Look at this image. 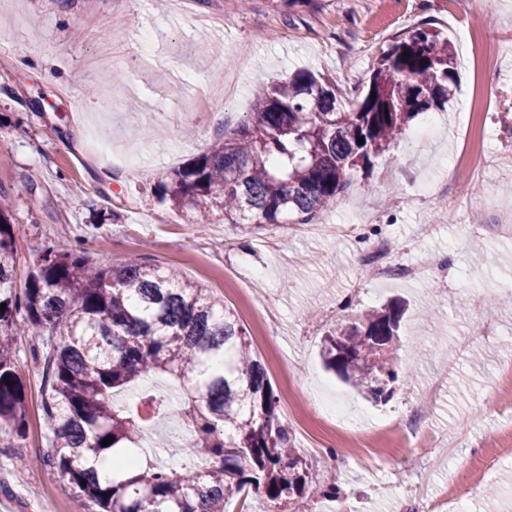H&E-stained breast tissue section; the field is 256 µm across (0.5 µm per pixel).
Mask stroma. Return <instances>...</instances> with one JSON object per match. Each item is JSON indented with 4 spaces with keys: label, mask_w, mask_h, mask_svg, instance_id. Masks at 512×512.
Instances as JSON below:
<instances>
[{
    "label": "stroma",
    "mask_w": 512,
    "mask_h": 512,
    "mask_svg": "<svg viewBox=\"0 0 512 512\" xmlns=\"http://www.w3.org/2000/svg\"><path fill=\"white\" fill-rule=\"evenodd\" d=\"M22 19L0 41V194L17 225V285L45 246L96 261H142L175 269L252 308L236 276L261 274L275 320L247 325L279 398L301 403L285 425L315 463L308 512H512V234L500 224L512 207V53L482 60L460 38L470 11L502 38L512 0H0ZM447 33L458 88L425 145L412 133L373 161L318 212L317 232L301 224L174 223L154 186L246 121L256 85L309 69L333 79L344 102L366 85L379 51L421 23ZM152 30L150 53L141 34ZM82 38H75V31ZM122 57L111 72L92 65L102 46ZM222 120H215V113ZM149 131L131 136L132 123ZM489 139L474 168L447 167L468 126ZM37 188H29V177ZM431 186L416 190L417 181ZM395 245L394 264L421 254L442 259L424 281L382 277L361 257L375 237ZM312 264L294 279L286 270ZM392 299L405 303L389 401L375 403L322 366L321 340L335 321H353ZM42 343L19 337L17 363L27 397V433L0 429V512H85L67 479L46 465L54 445L42 414ZM336 449L327 457L328 449ZM484 488L472 496L464 488ZM338 488V499L320 496ZM460 503H444L447 488Z\"/></svg>",
    "instance_id": "obj_1"
}]
</instances>
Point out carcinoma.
<instances>
[{
    "label": "carcinoma",
    "instance_id": "obj_1",
    "mask_svg": "<svg viewBox=\"0 0 512 512\" xmlns=\"http://www.w3.org/2000/svg\"><path fill=\"white\" fill-rule=\"evenodd\" d=\"M457 86L452 43L429 23L394 37L367 90L344 110L335 82L302 70L253 91L254 116L224 132L190 165L155 186L178 212L226 224H305L335 204L416 116L445 107ZM376 97H371V94ZM363 143H358V139ZM18 230L0 204V425L24 435L27 406L13 344L35 330L43 346V416L56 438L50 468L96 512H226L246 491L270 502L302 496L311 463L282 424L279 399L235 312L174 270L133 260L102 265L83 252L48 249L15 289ZM396 304L328 331L325 366L373 399L393 392L374 348H398ZM178 379L180 418L203 469L169 472L141 446L167 410L149 391L136 405L115 395L142 377ZM112 439L104 446L102 441ZM117 466L100 480L91 458Z\"/></svg>",
    "mask_w": 512,
    "mask_h": 512
}]
</instances>
